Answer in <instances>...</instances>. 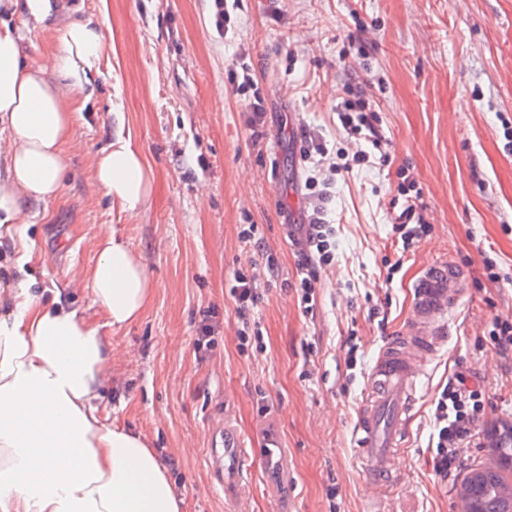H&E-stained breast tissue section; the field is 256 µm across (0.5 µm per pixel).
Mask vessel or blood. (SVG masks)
Wrapping results in <instances>:
<instances>
[{"mask_svg": "<svg viewBox=\"0 0 512 512\" xmlns=\"http://www.w3.org/2000/svg\"><path fill=\"white\" fill-rule=\"evenodd\" d=\"M465 284L459 267L448 260L432 263L413 286V316L400 336L379 353L364 387L356 422L359 451L371 487L382 494L397 483L389 462L405 447L417 386L427 367L448 341V313ZM213 480L247 512L241 488L251 466L244 441L231 428L216 431L209 460Z\"/></svg>", "mask_w": 512, "mask_h": 512, "instance_id": "obj_1", "label": "vessel or blood"}]
</instances>
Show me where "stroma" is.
Returning <instances> with one entry per match:
<instances>
[{
  "label": "stroma",
  "mask_w": 512,
  "mask_h": 512,
  "mask_svg": "<svg viewBox=\"0 0 512 512\" xmlns=\"http://www.w3.org/2000/svg\"><path fill=\"white\" fill-rule=\"evenodd\" d=\"M63 3L100 20L112 49L92 98H73L58 195L30 204L37 258L28 274L36 287L64 288L111 337L105 415L141 432L168 464L184 512H227L208 466L223 418L254 455H263L267 431L288 452L277 499L266 495L275 470H249L250 512H362L370 488L353 434L366 371L410 318L424 267L447 259L466 285L449 314L451 336L420 384L407 450L393 461L399 481L380 507L459 512L456 488L432 468L438 390L470 367L488 401L482 431L512 423V358L488 338L493 316L512 317V0H230L223 32L211 0ZM244 69L267 103L258 141L249 98L231 81ZM361 97L381 108L389 161L342 177L333 162L368 144L342 130L337 112ZM120 133L155 176L149 204L134 214L113 208L93 177L95 157ZM307 135L325 144V160L302 159ZM310 176L329 189L327 218L337 226L336 262L320 277L312 315L291 288L296 259L284 231L287 219L307 218ZM407 179L421 191L430 231L405 252L388 222ZM250 224L254 242L241 236ZM110 227L153 282L142 315L119 329L93 305L86 279L95 240ZM486 255L505 281L487 280ZM240 269L257 276L260 352L238 349L230 283ZM374 307L384 322L370 318ZM351 334L364 350L354 376Z\"/></svg>",
  "instance_id": "stroma-1"
}]
</instances>
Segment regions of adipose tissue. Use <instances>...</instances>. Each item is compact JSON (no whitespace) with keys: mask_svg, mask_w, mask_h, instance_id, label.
<instances>
[{"mask_svg":"<svg viewBox=\"0 0 512 512\" xmlns=\"http://www.w3.org/2000/svg\"><path fill=\"white\" fill-rule=\"evenodd\" d=\"M56 0H0V241L16 266L35 259L27 203L56 196L66 171L73 94L100 73L105 35L79 16L58 30L54 73L24 48L23 29L43 28ZM20 17V26L10 25ZM94 177L112 205L134 212L154 175L131 137L104 148ZM92 302L110 326L134 322L152 297V279L116 230L94 244ZM112 340L61 288L36 295L27 279L0 287V512H182L166 467L142 434L109 423L101 389L112 369Z\"/></svg>","mask_w":512,"mask_h":512,"instance_id":"adipose-tissue-1","label":"adipose tissue"}]
</instances>
